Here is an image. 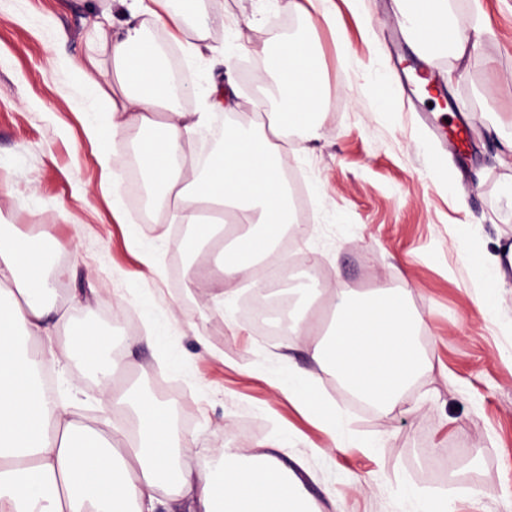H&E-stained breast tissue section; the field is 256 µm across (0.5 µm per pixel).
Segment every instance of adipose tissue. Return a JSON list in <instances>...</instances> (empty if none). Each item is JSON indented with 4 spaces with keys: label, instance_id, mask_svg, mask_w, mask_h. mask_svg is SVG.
I'll return each mask as SVG.
<instances>
[{
    "label": "adipose tissue",
    "instance_id": "adipose-tissue-1",
    "mask_svg": "<svg viewBox=\"0 0 512 512\" xmlns=\"http://www.w3.org/2000/svg\"><path fill=\"white\" fill-rule=\"evenodd\" d=\"M137 2L111 42L108 117L86 133L93 141L129 133L144 185L158 189L174 219L191 227L198 252L219 245L226 288L210 312L223 318L233 283L255 272L295 221L278 158L291 133L306 142L318 139L330 94L309 38L286 40L273 32L254 47L238 35V48L264 61L273 110L264 121L225 127L208 158L189 156L186 144L211 117L183 110L172 72L146 28L202 32V0H180L177 11L170 0ZM395 3L434 23L435 51L465 59L469 38L452 21V0ZM54 251L48 242L0 239V512H158L166 499L187 503L188 512H314L300 478L276 456L243 461L217 450L207 472H200L187 463L189 448L155 399L114 391L112 377L121 365L109 355L110 336L79 324L55 301L60 272ZM330 305L334 318L325 336L307 345L312 360L378 408L401 403L429 366L414 346L407 289L355 296L339 288ZM62 325L67 354L94 375L106 403L129 413L132 427L107 429L76 419L77 384L64 397L47 393L40 377L62 365L63 354L52 344ZM278 389L335 427L333 407L310 373L295 371Z\"/></svg>",
    "mask_w": 512,
    "mask_h": 512
}]
</instances>
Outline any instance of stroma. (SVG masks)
Returning a JSON list of instances; mask_svg holds the SVG:
<instances>
[{"label": "stroma", "mask_w": 512, "mask_h": 512, "mask_svg": "<svg viewBox=\"0 0 512 512\" xmlns=\"http://www.w3.org/2000/svg\"><path fill=\"white\" fill-rule=\"evenodd\" d=\"M339 23L313 31L331 105L321 138L307 151L280 158L305 177L306 231L297 259L314 257L326 286L364 292L385 283L410 289L420 320L419 346L432 363L405 402L375 414L351 404L332 374L309 358L304 337L257 336L231 305L230 321L208 305L218 279L177 274L189 266L177 238L180 225L159 217L146 223L134 204L135 176L127 140L89 141L112 89L109 49L94 26L104 8L121 23V6L108 0H0V234L52 240L63 274L58 303L81 295L80 322L111 335L129 370L112 385L133 386L168 402L173 432L204 467V452L274 453L295 471L318 512H412L400 489H434L456 512H512V276L475 289V264L512 245V160L500 138L512 133V0H458L455 21L478 43L462 76L449 78L445 54L421 56L444 93L419 94L381 107L374 85L399 77L394 62L406 49L393 25V0H335ZM206 41L230 44L236 20L256 15L249 30L262 44L273 19L288 17L275 0H205ZM194 34L171 40L185 81L195 88L185 111L203 109L223 67L183 49ZM96 58L102 88L94 94L79 65ZM235 108L223 124L245 125L255 115L247 100L262 95L250 77L264 71L248 52L232 57ZM457 102L459 111L449 108ZM438 106L448 130L464 127L463 156L445 151L419 115ZM121 164V196L100 188V155ZM469 230L470 259L459 231ZM149 250L153 266L140 259ZM166 334L143 342L145 323ZM309 371L335 407L328 433L318 413L273 388L294 368ZM66 380L81 394L75 412L125 423L106 408L94 377L68 361Z\"/></svg>", "instance_id": "35a3bbf8"}]
</instances>
